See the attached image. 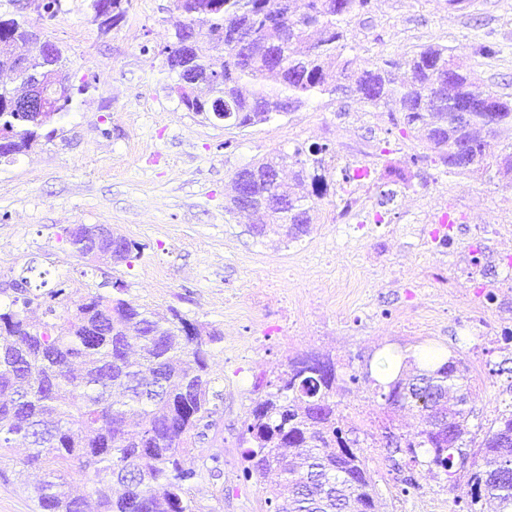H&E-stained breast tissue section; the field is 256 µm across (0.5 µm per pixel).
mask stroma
<instances>
[{
  "label": "stroma",
  "instance_id": "stroma-1",
  "mask_svg": "<svg viewBox=\"0 0 512 512\" xmlns=\"http://www.w3.org/2000/svg\"><path fill=\"white\" fill-rule=\"evenodd\" d=\"M24 17L67 58L72 83L89 82L52 140L0 165V283L29 272L32 288H63L72 297L124 281L125 299L162 313L176 310L215 328L222 340L208 359L223 393L214 425L188 466L224 460L219 479L202 477L188 493L194 512H268L269 485L244 481L245 422L288 359L332 358L345 378L336 391L347 436L365 456L379 512H467L470 465L453 476L412 465L391 437L416 431L414 412L388 413L361 382L382 353L431 347L461 359L477 416L468 436L476 451L499 413L512 406V350L494 339L512 326V310L487 305L471 325L455 309L435 271L442 260L418 249L422 225L453 210L459 223L511 224L512 180L488 169L449 174L431 163L414 136L393 133L386 106L317 97L287 116L248 128L188 112L171 93L166 65L182 16L172 0H131L120 27L102 34L89 0H61L47 16L37 0H0V17ZM441 44L460 55L483 85L512 95V0H372L349 26L345 52L358 67ZM493 47L490 55L481 54ZM329 145L332 188L315 222L296 240L249 230L230 211L234 173L294 146ZM364 149L376 171L362 193L378 203L386 166L410 168L386 209L388 222L359 235L336 221L347 188L341 171ZM105 224L135 243L131 264L76 257L64 230ZM25 444L0 459V512H37L36 472L23 467ZM415 475L416 485L405 484Z\"/></svg>",
  "mask_w": 512,
  "mask_h": 512
}]
</instances>
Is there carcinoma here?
I'll use <instances>...</instances> for the list:
<instances>
[{
  "instance_id": "1",
  "label": "carcinoma",
  "mask_w": 512,
  "mask_h": 512,
  "mask_svg": "<svg viewBox=\"0 0 512 512\" xmlns=\"http://www.w3.org/2000/svg\"><path fill=\"white\" fill-rule=\"evenodd\" d=\"M131 0H90L92 20L103 28L101 13L125 18ZM370 0H173L184 26L199 35L195 50L182 53L178 42L165 47L166 64L178 79L171 91L186 110L209 120L213 105L224 104V123L245 128L297 111L314 96H342L373 106L398 103L401 134L414 135L429 153L411 163L439 160L456 175L473 174L494 161L512 176V100L484 88L453 50L428 45L408 57L380 59L370 69L344 55L348 26L366 14ZM256 28L248 54L239 56L229 35ZM32 42V29L15 18L0 21V69L11 66L14 46ZM28 69L49 86L66 73L61 49L53 56L35 50ZM69 92L62 106L49 105L34 116L10 108L15 92L0 87V134L12 151L0 163L31 149L72 109ZM476 149L462 154L465 142ZM326 145L281 150L249 166L251 226L259 236L284 234L298 239L313 223V199L330 189ZM271 165L294 170L297 192L269 183ZM277 196L284 209H269ZM103 286L108 294L88 293L77 300L65 289L31 293L21 276L8 284L14 298L0 311V452L23 439L27 464L42 473L34 486L38 512H193L189 487L203 473L222 474L221 460L209 457L205 470L187 468L183 457L207 435L220 398L208 372L215 330L191 333L196 325L177 312L149 311L122 297L119 279ZM64 306L66 311L58 312ZM44 309L34 322L32 309ZM392 381L376 385L385 408L412 407L422 427L395 437L412 462L446 475L465 458V436L474 417L470 384L462 362L450 356L420 366L413 359ZM339 378L331 358L288 361L270 383L247 420L250 446L243 478L263 479L277 472L267 504L277 512H347L356 501L375 510V481L362 453L344 436L343 417L334 395ZM134 466L133 485L114 493L112 471ZM470 512L484 499L499 512H512V410H504L472 453ZM85 473L86 495L70 491L75 469Z\"/></svg>"
}]
</instances>
